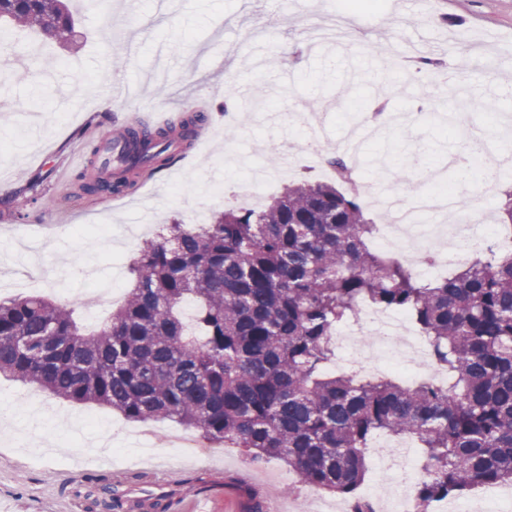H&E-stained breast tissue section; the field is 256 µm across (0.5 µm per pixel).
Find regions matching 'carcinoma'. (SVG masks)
<instances>
[{
	"label": "carcinoma",
	"instance_id": "obj_1",
	"mask_svg": "<svg viewBox=\"0 0 512 512\" xmlns=\"http://www.w3.org/2000/svg\"><path fill=\"white\" fill-rule=\"evenodd\" d=\"M68 0H0V44L21 31L75 37ZM418 74L452 79L420 55ZM205 120L130 125L115 168L77 178L83 196L121 195L130 174L166 166ZM336 181L288 185L258 209L208 224H169L145 240L110 322L88 331L73 311L27 295L0 302V376L136 422L169 420L254 462L282 461L310 488L375 512L356 495L380 433L415 438L428 460L418 506L512 484V253L488 246L457 271L417 281L373 246L378 225ZM407 314L444 367L441 385L336 373L334 329L356 306Z\"/></svg>",
	"mask_w": 512,
	"mask_h": 512
}]
</instances>
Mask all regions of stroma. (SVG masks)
<instances>
[{
	"label": "stroma",
	"instance_id": "35a3bbf8",
	"mask_svg": "<svg viewBox=\"0 0 512 512\" xmlns=\"http://www.w3.org/2000/svg\"><path fill=\"white\" fill-rule=\"evenodd\" d=\"M80 12L76 49L68 53L34 35L0 48V281L4 297L35 292L88 313L114 268H128L158 226L190 221L193 210L220 213L237 204V183L271 175L285 187L305 174L326 178V165L284 170L266 161L284 145L304 147L301 102L328 104L331 138H340L362 108L384 102L387 126L366 143L353 166L389 177L393 157L416 155L441 171L477 211L478 227L496 224L501 191L483 196L477 181L458 180L446 164L458 135L448 117L463 114L473 132L512 123V0H100ZM384 43L387 54L374 53ZM411 50L445 55L457 80L436 94L430 80L409 79ZM123 83L133 92L113 97ZM207 113L191 148L139 177L118 196L75 198L78 173L93 174L92 150L103 132L135 120L150 125ZM36 202L16 206L35 176ZM153 434L149 464L81 454L108 436L135 448L134 435ZM180 425L125 420L96 404L77 405L21 382L0 378V512H105L101 488L111 484L115 512H188L209 492L213 512H244L282 500L286 512H319L296 473L276 460L253 463L219 444L172 448Z\"/></svg>",
	"mask_w": 512,
	"mask_h": 512
}]
</instances>
